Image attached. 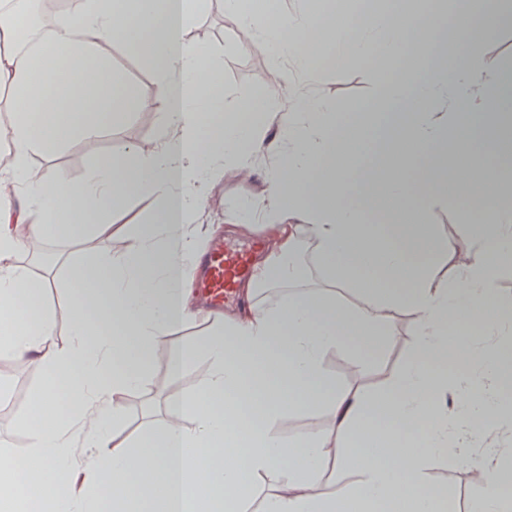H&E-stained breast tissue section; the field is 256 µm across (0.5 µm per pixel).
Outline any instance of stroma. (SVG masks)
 Segmentation results:
<instances>
[{
    "label": "stroma",
    "instance_id": "1",
    "mask_svg": "<svg viewBox=\"0 0 512 512\" xmlns=\"http://www.w3.org/2000/svg\"><path fill=\"white\" fill-rule=\"evenodd\" d=\"M188 41L210 47V62L221 75L228 111H235L239 101L250 97L262 99L286 95V88L269 81L271 71L283 66V59L249 47L247 32L225 16L214 0H209L206 8L197 15L189 30ZM115 51L127 106L123 121L114 125L107 116H100V129L96 134L67 140L51 153L33 152L29 159L32 169L76 184L101 156H123L136 150L148 152L157 145L161 116L153 106L158 98L159 77L144 56L132 55L123 45L116 46ZM302 80L311 93L330 101L339 112L358 111L368 103L374 91L368 66L356 56L340 68L330 62L316 63ZM143 106L152 107L150 120L141 118L139 109ZM266 139L270 148L259 160V170L251 179L242 178L234 167L228 166L220 177L207 181L200 189L201 206L195 224L188 229L192 238L210 239V229L216 225L233 228L245 209L265 195L263 171L278 158L275 128H268ZM465 209L464 201L456 199L451 204L432 209L428 215L435 239L450 243L459 259L465 258L471 246L470 240L459 231V218ZM154 216L151 198L142 197L132 201L124 211L109 215L108 222L114 231L112 237L88 233L78 239L53 238L46 244L43 264L29 265L27 257L21 253L16 254L15 261L28 265L34 280L49 276L53 286L47 291L46 305L58 310L70 300L66 282L72 263L86 254L112 251L120 246L122 237L132 236L138 225L151 221ZM395 322L397 335L382 352L357 354L350 349L328 352L323 361L328 379L339 386L368 389L376 385L380 375L402 365L413 345L415 315L411 310H401ZM212 331V323L198 317L171 325L163 334L154 337L150 354L154 383L143 393L127 398L126 415L122 421L125 433L134 437L148 436L151 426L160 425L167 419L168 398L190 393L196 388L207 368L204 359L188 362L176 376L168 374L167 366L181 356L187 346L204 340ZM0 379L10 383L6 400L0 402V455L17 461L23 459L31 443L32 429L37 421L36 399L44 383L45 368L35 360L19 363L13 357L0 355ZM428 477L447 491L454 512H468L470 502L481 492L475 471L447 457L436 458L430 463Z\"/></svg>",
    "mask_w": 512,
    "mask_h": 512
}]
</instances>
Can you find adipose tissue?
Listing matches in <instances>:
<instances>
[{
	"label": "adipose tissue",
	"mask_w": 512,
	"mask_h": 512,
	"mask_svg": "<svg viewBox=\"0 0 512 512\" xmlns=\"http://www.w3.org/2000/svg\"><path fill=\"white\" fill-rule=\"evenodd\" d=\"M197 2L71 0L44 61L20 49L15 9L0 10V84L11 93L0 101V137L10 143L0 152V351L46 366L26 454L37 493L16 500V471L1 459L0 512H446V492L426 478L430 458L459 459L473 442L512 432V375L504 371L512 307L496 293L500 258L512 254V114L503 110L512 73L485 66L504 17L492 0H417L369 25L350 11L341 32L309 15L271 26L267 0H224L253 46L286 62L308 66L327 42L336 63L353 50L385 64L372 72L369 105L352 117L278 69L273 78L288 84L287 97L246 101L250 119L218 125L221 76L209 49L186 40ZM106 41L144 50L160 78L157 147L104 157L78 184L33 171V150L50 153L64 138L94 133L100 113L121 120L126 106ZM269 125L279 132V160L245 220L281 219L280 235L241 284V309L212 315L216 333L170 363L176 375L203 356L197 389L169 400L171 418L155 437L131 438L119 421L126 398L151 378L153 337L200 314L187 278L198 250L187 232L200 207L196 188L226 163L251 174ZM473 140L482 153H468ZM144 195L158 204L155 221L122 249L72 267V339L49 350L57 314L42 310L35 327L22 318L20 300L42 298L45 286L12 255L89 225L111 234L105 211ZM456 197L467 204L461 226L472 243L463 260L435 241L426 219ZM301 215L309 221L300 226ZM22 223L29 232L21 240L13 227ZM301 231L316 245L320 285L260 304L264 288L298 280ZM400 309L416 316L407 361L376 390L332 386L325 355L382 351ZM316 410L328 434L280 437L287 413ZM76 423L99 451L93 490L80 501L60 491ZM477 469L482 494L472 512H512L502 467ZM347 470L356 481L330 486L328 472ZM271 474L280 485L262 490Z\"/></svg>",
	"instance_id": "adipose-tissue-1"
}]
</instances>
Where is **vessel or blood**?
<instances>
[{
	"mask_svg": "<svg viewBox=\"0 0 512 512\" xmlns=\"http://www.w3.org/2000/svg\"><path fill=\"white\" fill-rule=\"evenodd\" d=\"M257 243L233 245L220 241L211 244L197 270V288L203 303L219 309L235 296L239 280L250 272Z\"/></svg>",
	"mask_w": 512,
	"mask_h": 512,
	"instance_id": "obj_1",
	"label": "vessel or blood"
}]
</instances>
